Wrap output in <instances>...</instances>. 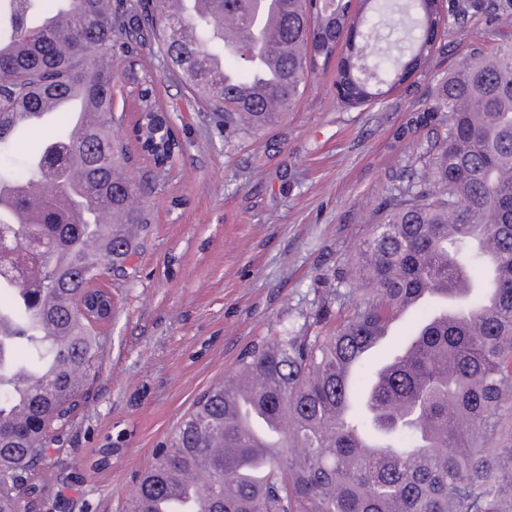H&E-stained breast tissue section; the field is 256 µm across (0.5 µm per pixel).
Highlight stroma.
Wrapping results in <instances>:
<instances>
[{
    "label": "stroma",
    "instance_id": "stroma-1",
    "mask_svg": "<svg viewBox=\"0 0 512 512\" xmlns=\"http://www.w3.org/2000/svg\"><path fill=\"white\" fill-rule=\"evenodd\" d=\"M512 34V14L474 16L468 34L438 43L427 70L371 107L336 95L339 60L314 74L300 101L259 135L220 136L211 115L142 52L156 75L153 94L183 155L172 181L147 193L152 222L141 234L129 276L110 275L112 320L87 403L62 447L45 512H125L132 478L210 385L229 377L241 355L271 329L301 326L336 286L382 216L395 178L422 151L424 133L397 139L475 47ZM127 173L149 164L127 129L139 100L116 91ZM122 437L108 471L87 461L105 439Z\"/></svg>",
    "mask_w": 512,
    "mask_h": 512
}]
</instances>
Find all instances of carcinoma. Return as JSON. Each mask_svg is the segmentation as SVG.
Instances as JSON below:
<instances>
[{
  "instance_id": "1",
  "label": "carcinoma",
  "mask_w": 512,
  "mask_h": 512,
  "mask_svg": "<svg viewBox=\"0 0 512 512\" xmlns=\"http://www.w3.org/2000/svg\"><path fill=\"white\" fill-rule=\"evenodd\" d=\"M402 17L407 50L360 77L347 57L336 73L348 105L374 104L429 65L427 28L494 22L512 0H360ZM344 38L336 0H0V512H43L47 476L98 371L112 293L94 288L107 265L125 272L149 223L142 187L116 142L117 70L142 86L148 180L163 188L183 152L159 136L155 77L136 71L139 51L198 99L224 133L275 125L302 97ZM238 87L224 86V71ZM73 95L86 107L52 113L40 148L17 153L30 133L20 113ZM427 129L425 171L411 165L385 197L383 218L358 255L336 269V289L312 320L276 329L239 359L235 376L259 384L237 399L234 380L211 385L154 449L127 512L159 506L201 466L186 512H512V38L473 49L437 98L408 121ZM38 201L28 200L31 187ZM468 277L467 329H410L364 408L339 415L344 379L353 396L362 349L424 292L448 290V260ZM248 403L279 421L261 472L246 475L258 432ZM112 441L87 468L106 470Z\"/></svg>"
}]
</instances>
